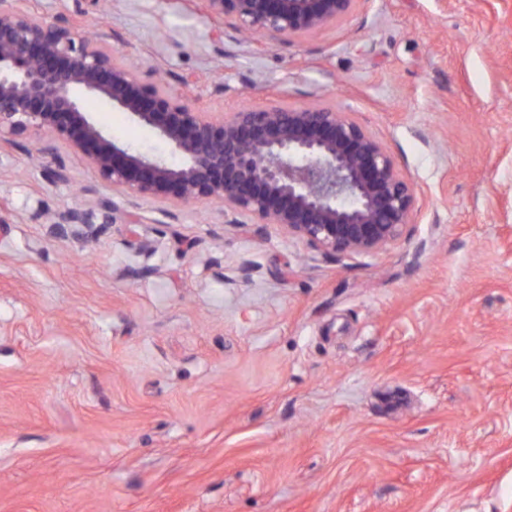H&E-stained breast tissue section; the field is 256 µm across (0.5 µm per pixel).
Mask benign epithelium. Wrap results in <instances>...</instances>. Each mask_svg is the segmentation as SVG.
<instances>
[{"label": "benign epithelium", "mask_w": 512, "mask_h": 512, "mask_svg": "<svg viewBox=\"0 0 512 512\" xmlns=\"http://www.w3.org/2000/svg\"><path fill=\"white\" fill-rule=\"evenodd\" d=\"M359 0H201L205 14L237 35L271 41L319 31L351 16ZM60 18L46 21L21 0H0V137H46L80 154L112 195L182 206L217 203L225 223L274 224L313 256L376 254L411 223L415 190L383 144L331 106L243 107L229 116L196 109ZM100 99L152 130L180 164L134 151L87 111ZM108 200L55 215V234L90 241Z\"/></svg>", "instance_id": "7a95c632"}]
</instances>
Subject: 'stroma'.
Masks as SVG:
<instances>
[{
    "mask_svg": "<svg viewBox=\"0 0 512 512\" xmlns=\"http://www.w3.org/2000/svg\"><path fill=\"white\" fill-rule=\"evenodd\" d=\"M23 7L118 34L208 112L349 111L418 203L339 260L215 203L122 201L87 245L46 217L111 187L1 139L0 512H512V0H360L264 49L187 0Z\"/></svg>",
    "mask_w": 512,
    "mask_h": 512,
    "instance_id": "obj_1",
    "label": "stroma"
}]
</instances>
